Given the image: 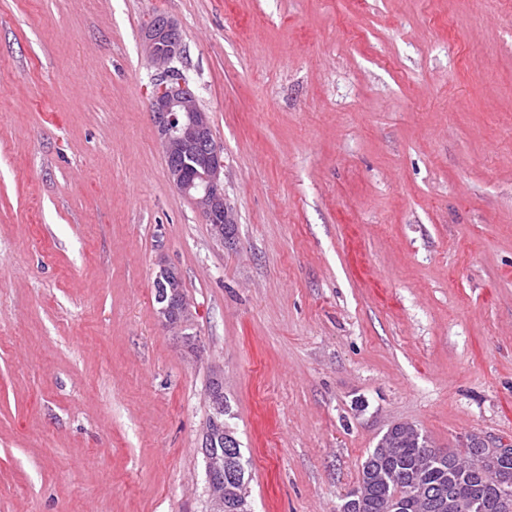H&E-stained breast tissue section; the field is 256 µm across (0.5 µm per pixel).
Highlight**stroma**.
<instances>
[{"label":"stroma","instance_id":"obj_1","mask_svg":"<svg viewBox=\"0 0 512 512\" xmlns=\"http://www.w3.org/2000/svg\"><path fill=\"white\" fill-rule=\"evenodd\" d=\"M158 15L223 245L167 177ZM215 362L252 512H338L396 423L512 444V0H0V512H206ZM144 42L149 59L160 71L152 81L151 101L164 152L168 156L201 153L204 159L197 176L188 178L180 166L171 165L168 178L194 200L207 224H217L211 226L212 236L223 245L220 224H230L231 237L235 231L224 201V150L213 138L208 113L197 105L195 94L176 66L185 54L179 27L167 16L154 19L146 27ZM175 277H176L175 271L168 267H163L157 272V274L155 276V280L158 281L159 283H161V285L164 288H166V285H169L170 292H171L170 295H168V293L164 292V294L160 298H159V296L161 295L162 288H160V286L157 283H155V281H154L155 301L157 304H158V299L160 301V305H159L158 309L156 310L157 318L162 323V325H164L166 327H170V326L174 325L172 323V318L170 316L171 311H172V313H174V316L177 320H179V321L183 320L184 316L182 314V310H183V306L187 304L185 295H184L183 289H182L183 284L180 279V281L178 283L179 290L177 291L176 305L174 306V310L171 309L170 305L173 302V300L176 298L174 296L176 294V290L174 288Z\"/></svg>","mask_w":512,"mask_h":512}]
</instances>
